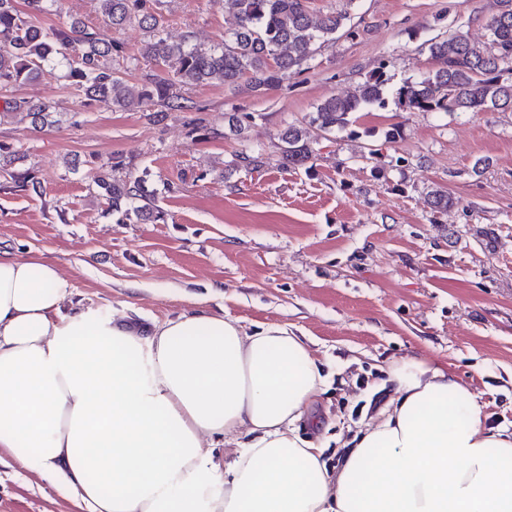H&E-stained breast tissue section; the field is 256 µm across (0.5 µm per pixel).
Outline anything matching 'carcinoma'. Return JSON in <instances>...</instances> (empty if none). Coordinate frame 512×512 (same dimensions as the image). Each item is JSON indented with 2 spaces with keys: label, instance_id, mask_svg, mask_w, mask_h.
I'll use <instances>...</instances> for the list:
<instances>
[{
  "label": "carcinoma",
  "instance_id": "carcinoma-1",
  "mask_svg": "<svg viewBox=\"0 0 512 512\" xmlns=\"http://www.w3.org/2000/svg\"><path fill=\"white\" fill-rule=\"evenodd\" d=\"M50 2L56 0H25L22 11L15 0H0V89L38 81L63 48L66 77L78 95L108 102L116 111L148 112L153 118L189 110L186 91L198 85L218 82L232 90L244 85L253 92L278 88L310 69L316 55L337 40L358 35L349 11L316 15L308 0H219L234 25L225 32L224 43L207 48L187 38L171 42L164 37L159 0H98L111 27L109 33H88L76 22L47 32L35 24V15L46 12ZM132 26L148 33L141 48L148 70L137 80L121 70L124 47L116 38ZM486 27L488 38L482 44L460 30L432 39L428 51L435 68L419 81H405L396 91L398 105L409 112H512V0H502V8ZM388 67V61H380L352 94L330 96L317 104L307 120L285 126L277 144L281 165L310 172L321 140L338 131L355 135L350 129L352 116L364 107L386 108ZM7 109L27 112L36 125L52 124L49 103L15 99ZM253 119L250 112L228 114L224 137L245 140ZM264 164V154L248 147L235 154L233 161L235 169L248 173ZM145 176L144 172L99 178L96 186L105 211L122 222L160 220L162 212L145 190ZM10 177L20 190L40 193V182L30 173ZM452 204L443 190L427 193L434 215L448 211Z\"/></svg>",
  "mask_w": 512,
  "mask_h": 512
}]
</instances>
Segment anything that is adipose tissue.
Listing matches in <instances>:
<instances>
[{
  "label": "adipose tissue",
  "instance_id": "adipose-tissue-1",
  "mask_svg": "<svg viewBox=\"0 0 512 512\" xmlns=\"http://www.w3.org/2000/svg\"><path fill=\"white\" fill-rule=\"evenodd\" d=\"M41 256H0V464L80 512H512V430L435 359L401 360L336 468L299 424L318 360L284 324L205 307L142 332L63 309Z\"/></svg>",
  "mask_w": 512,
  "mask_h": 512
}]
</instances>
